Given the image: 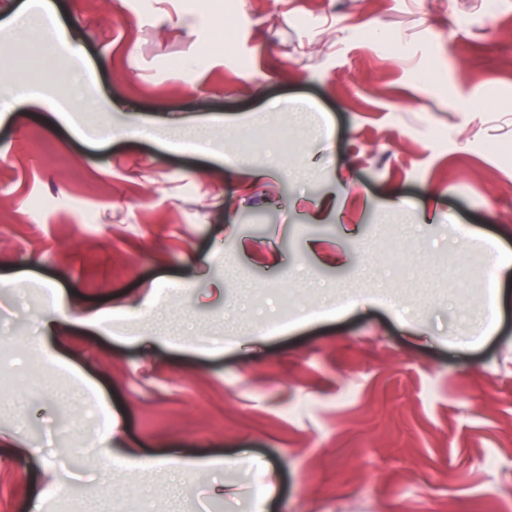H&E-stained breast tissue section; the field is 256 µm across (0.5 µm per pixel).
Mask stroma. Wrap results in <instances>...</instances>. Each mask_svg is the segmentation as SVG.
Returning a JSON list of instances; mask_svg holds the SVG:
<instances>
[{"label":"stroma","mask_w":512,"mask_h":512,"mask_svg":"<svg viewBox=\"0 0 512 512\" xmlns=\"http://www.w3.org/2000/svg\"><path fill=\"white\" fill-rule=\"evenodd\" d=\"M23 2L0 0V377L51 312L68 329L38 358L66 399L0 395V512L64 489L110 512H503L511 271L481 319L512 252V0H55L67 68L6 28ZM36 73L82 107L11 105ZM143 115L171 145L125 136ZM107 453L155 467L104 474Z\"/></svg>","instance_id":"obj_1"}]
</instances>
